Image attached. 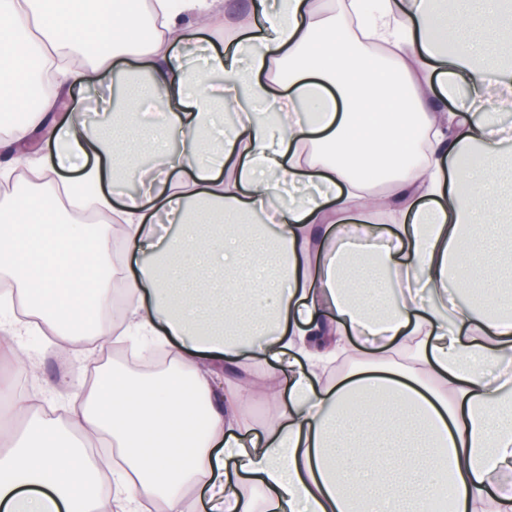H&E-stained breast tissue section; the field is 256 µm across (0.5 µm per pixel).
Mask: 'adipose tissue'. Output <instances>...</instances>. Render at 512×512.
<instances>
[{
  "label": "adipose tissue",
  "instance_id": "1",
  "mask_svg": "<svg viewBox=\"0 0 512 512\" xmlns=\"http://www.w3.org/2000/svg\"><path fill=\"white\" fill-rule=\"evenodd\" d=\"M444 4L384 0L363 42L359 0L340 20L320 0H257L255 31L225 0H0V98L18 114L0 177L38 179L0 197V280L70 346L87 307L57 291L84 280L106 306L107 258L101 241L64 234L58 192L97 187L139 258L120 274L124 318L174 349L157 380L116 370L72 384L64 421L33 415L0 451V512H139L157 500L168 512H430L443 484L456 512H512L500 480L512 472V226L484 206L507 177L494 109L512 101V67L475 63L512 35V0L462 8L452 27ZM146 15L150 38L129 39ZM210 24L233 46L210 57L223 92L191 63L202 45L186 32ZM37 69L53 94L35 95ZM75 82L107 91L108 133L68 109ZM438 92L453 109L432 106ZM146 97L167 106L179 147L147 134L157 164H116ZM219 107L233 112L220 132ZM415 129L426 154L401 164L394 146ZM371 167L388 185L377 196L362 176ZM258 211L272 239L249 225ZM162 215L178 234L159 237ZM345 352L365 359L321 383ZM255 362L261 378L222 382V364ZM283 393L277 415L250 424L251 399ZM102 435L125 472L103 497L86 451Z\"/></svg>",
  "mask_w": 512,
  "mask_h": 512
}]
</instances>
